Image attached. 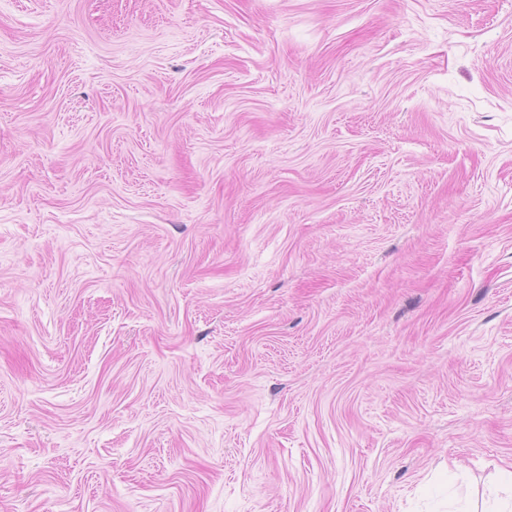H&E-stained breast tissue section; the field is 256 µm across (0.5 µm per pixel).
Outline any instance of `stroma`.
Here are the masks:
<instances>
[{"instance_id":"obj_1","label":"stroma","mask_w":512,"mask_h":512,"mask_svg":"<svg viewBox=\"0 0 512 512\" xmlns=\"http://www.w3.org/2000/svg\"><path fill=\"white\" fill-rule=\"evenodd\" d=\"M512 0H0V512H492Z\"/></svg>"}]
</instances>
